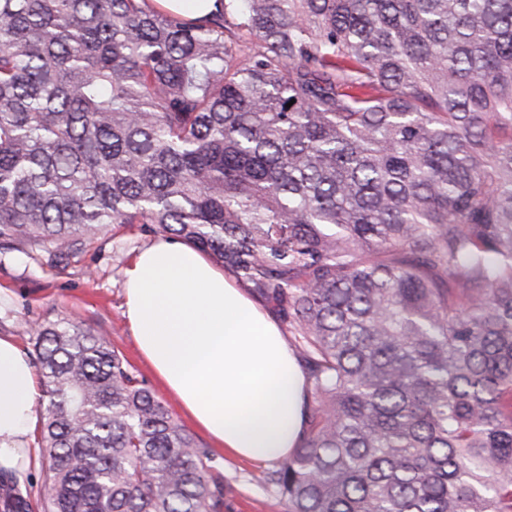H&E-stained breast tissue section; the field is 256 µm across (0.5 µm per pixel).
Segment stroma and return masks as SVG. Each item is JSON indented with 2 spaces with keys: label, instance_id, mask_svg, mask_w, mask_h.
Segmentation results:
<instances>
[{
  "label": "stroma",
  "instance_id": "stroma-1",
  "mask_svg": "<svg viewBox=\"0 0 512 512\" xmlns=\"http://www.w3.org/2000/svg\"><path fill=\"white\" fill-rule=\"evenodd\" d=\"M153 235L107 224L81 251L56 267L41 252L0 247V336L13 337L32 350L30 330L54 320H69L91 328L119 349L156 394L164 389L140 356L124 316L123 272ZM202 447L212 448L215 463L232 491L223 512H286L283 498L266 482L267 466L232 457L213 448L196 432Z\"/></svg>",
  "mask_w": 512,
  "mask_h": 512
}]
</instances>
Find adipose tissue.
<instances>
[{
    "label": "adipose tissue",
    "mask_w": 512,
    "mask_h": 512,
    "mask_svg": "<svg viewBox=\"0 0 512 512\" xmlns=\"http://www.w3.org/2000/svg\"><path fill=\"white\" fill-rule=\"evenodd\" d=\"M123 277L142 356L217 448L265 463L300 445L307 379L259 303L174 238L136 253ZM40 395L28 354L0 336V475L21 486L38 460Z\"/></svg>",
    "instance_id": "ef3b65f1"
}]
</instances>
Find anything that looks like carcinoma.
Returning a JSON list of instances; mask_svg holds the SVG:
<instances>
[{
  "label": "carcinoma",
  "instance_id": "carcinoma-1",
  "mask_svg": "<svg viewBox=\"0 0 512 512\" xmlns=\"http://www.w3.org/2000/svg\"><path fill=\"white\" fill-rule=\"evenodd\" d=\"M104 224L209 254L293 334L287 512H512V0H0V243L57 266ZM33 336L43 512H222L119 350ZM168 11L189 15L193 18H203L215 10V0H158Z\"/></svg>",
  "mask_w": 512,
  "mask_h": 512
}]
</instances>
